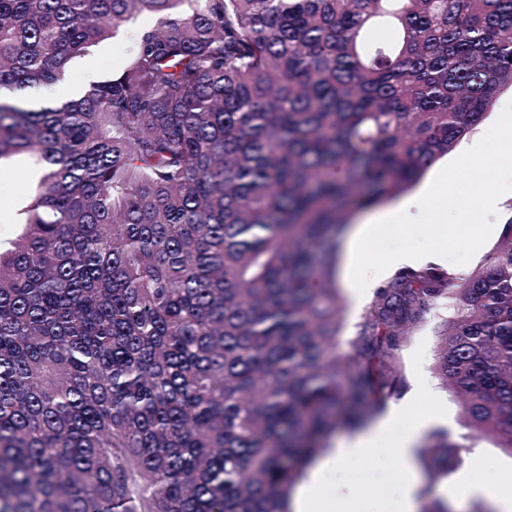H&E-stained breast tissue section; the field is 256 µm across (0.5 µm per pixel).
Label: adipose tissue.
Segmentation results:
<instances>
[{
  "mask_svg": "<svg viewBox=\"0 0 512 512\" xmlns=\"http://www.w3.org/2000/svg\"><path fill=\"white\" fill-rule=\"evenodd\" d=\"M493 142L512 147V114L501 113L495 125L471 137L457 160L459 167L477 176L475 190L463 200V208L479 209L491 216L497 215L502 201L512 196V170H502L497 164L495 155L489 151V145ZM450 190L447 176H440L432 185L422 189L419 195L371 212L348 230V266L352 271L349 287L356 300L362 301L371 296L374 288L391 270L415 265L428 253L442 255L450 249L461 248L462 241L456 230L450 227L448 213L443 207ZM396 224H433L437 230L425 242L422 250L392 249L385 254L371 276H363L364 259L373 249L382 228ZM414 406L411 400L393 405L334 448L329 463H318L299 489L295 512H346L347 497L342 496L328 503L322 498L321 486L327 466H346L351 460L377 449L387 437L391 438L393 452L405 467L404 486L399 499L393 501L390 512H416L419 478L412 461L426 422L421 419L407 424L406 419ZM442 493L452 500L481 498L495 507L497 512H512L511 474L506 475L501 483L473 484L464 480L443 487Z\"/></svg>",
  "mask_w": 512,
  "mask_h": 512,
  "instance_id": "1",
  "label": "adipose tissue"
}]
</instances>
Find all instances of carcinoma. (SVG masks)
<instances>
[{"label": "carcinoma", "instance_id": "cac0c4a2", "mask_svg": "<svg viewBox=\"0 0 512 512\" xmlns=\"http://www.w3.org/2000/svg\"><path fill=\"white\" fill-rule=\"evenodd\" d=\"M140 14L120 73L30 107ZM506 85L512 0H0V163L44 170L0 242V512H291L450 297L435 374L512 450V221L457 285L397 274L345 343L333 277L352 215ZM423 448L433 477L462 462L446 431Z\"/></svg>", "mask_w": 512, "mask_h": 512}]
</instances>
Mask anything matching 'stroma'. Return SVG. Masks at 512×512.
I'll return each instance as SVG.
<instances>
[{"label":"stroma","instance_id":"stroma-1","mask_svg":"<svg viewBox=\"0 0 512 512\" xmlns=\"http://www.w3.org/2000/svg\"><path fill=\"white\" fill-rule=\"evenodd\" d=\"M154 19L141 15L131 20L114 38L100 42L92 47L89 58L96 62L93 77L103 79L121 71L128 52L133 44L134 34L141 28L153 25ZM90 77V78H93ZM89 77L73 70L69 73L71 82L79 87H86ZM39 171L33 159L27 155L13 157L0 164V240L14 238L17 227L22 223V212L33 194L30 181L36 180ZM472 180L464 174H457L454 179L452 196H449L447 208L450 219L456 224L459 235H467L474 226L485 223L482 212L460 207V200L470 195ZM512 221V199L505 202L502 213L491 234L481 239L465 254L449 253L443 259L435 261V268L459 277L465 276L482 266L487 255L500 244L505 224ZM452 302H441L426 320L414 327L406 343L398 350L393 367L403 380L402 386L394 394V401L413 397L420 383H427L428 395L416 398L413 417H421L433 412H441L449 420L448 437L452 442L465 445L469 452H479L502 463L503 468L512 470V450L500 448L478 432L466 428L460 416L457 399L447 392L436 377L433 366L436 357L437 333L446 319L452 318ZM466 476L473 481L487 483L497 482L500 470L489 469L475 471L470 460L452 469L447 475L437 478L420 474L418 486V503L427 506L429 502L440 499L443 485L453 483L458 476ZM404 473L401 464L393 457L376 449L371 454L356 459L347 467L335 468L328 472L322 492L325 497L337 496L339 492L349 493L356 504L369 501L390 502L396 499L403 485Z\"/></svg>","mask_w":512,"mask_h":512}]
</instances>
